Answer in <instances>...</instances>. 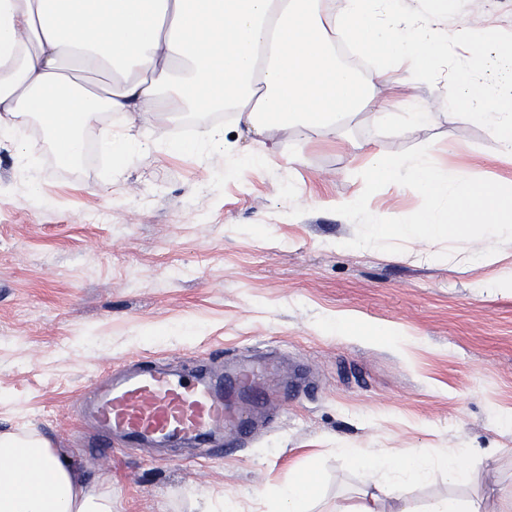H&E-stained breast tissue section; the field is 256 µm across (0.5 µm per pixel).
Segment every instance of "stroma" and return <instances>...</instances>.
<instances>
[{
    "instance_id": "1",
    "label": "stroma",
    "mask_w": 512,
    "mask_h": 512,
    "mask_svg": "<svg viewBox=\"0 0 512 512\" xmlns=\"http://www.w3.org/2000/svg\"><path fill=\"white\" fill-rule=\"evenodd\" d=\"M461 24L512 36V0H460L448 27ZM413 95L426 123L378 121L377 103L345 119L340 139L273 130L259 172L202 152L208 113H156L168 142L126 165L101 150L94 122L80 132L84 154L62 162L29 117V169L0 143V434L40 433L89 484L111 485L112 512H273L275 492L307 471L319 486L311 512L367 499L394 512L347 448L431 458L412 512L511 495L512 427L499 414L512 410V286L475 258L492 239L351 249L355 224L330 210L362 193L371 148L425 145L441 170L512 186V156L491 153L481 120H459L425 83L378 89L380 100ZM297 147L304 161L289 163ZM421 204L390 184L368 207L403 217ZM337 315L356 333L331 334ZM158 360L211 376L256 363L281 396L242 403L259 427L227 452L129 448L84 422L97 376ZM453 448L468 451L461 487L440 463Z\"/></svg>"
}]
</instances>
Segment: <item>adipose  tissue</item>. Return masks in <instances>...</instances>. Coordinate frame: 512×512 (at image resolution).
Listing matches in <instances>:
<instances>
[{
    "instance_id": "ef3b65f1",
    "label": "adipose tissue",
    "mask_w": 512,
    "mask_h": 512,
    "mask_svg": "<svg viewBox=\"0 0 512 512\" xmlns=\"http://www.w3.org/2000/svg\"><path fill=\"white\" fill-rule=\"evenodd\" d=\"M400 12L398 0H0V136L27 154L24 118L36 116L64 161L82 151L79 130L104 112L124 115L104 130L113 160L131 159L144 127L155 141L156 113L232 108L249 155L263 166L275 128L300 127L339 137L340 121L368 107L377 85L401 72L407 83L430 79L432 47L445 37L450 0ZM380 61L369 77L336 59V37ZM439 86L459 119L481 116L496 154H512V90L473 84L466 68ZM88 75L97 76L85 84ZM371 464L398 512H410V487L427 458L391 449L353 455ZM0 512H112V492L88 486L78 464L38 433L0 434Z\"/></svg>"
}]
</instances>
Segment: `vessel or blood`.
Masks as SVG:
<instances>
[{
	"instance_id": "1",
	"label": "vessel or blood",
	"mask_w": 512,
	"mask_h": 512,
	"mask_svg": "<svg viewBox=\"0 0 512 512\" xmlns=\"http://www.w3.org/2000/svg\"><path fill=\"white\" fill-rule=\"evenodd\" d=\"M259 386L254 367L193 379L161 364L128 368L99 376L92 415L106 432L128 442L204 446L223 429L248 437L249 421L233 403L258 396Z\"/></svg>"
}]
</instances>
